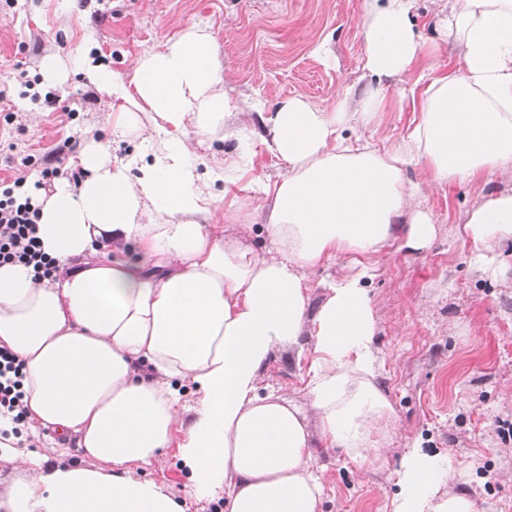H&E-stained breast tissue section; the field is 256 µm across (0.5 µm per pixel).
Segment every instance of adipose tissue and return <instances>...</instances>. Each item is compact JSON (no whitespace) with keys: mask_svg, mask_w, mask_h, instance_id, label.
Here are the masks:
<instances>
[{"mask_svg":"<svg viewBox=\"0 0 512 512\" xmlns=\"http://www.w3.org/2000/svg\"><path fill=\"white\" fill-rule=\"evenodd\" d=\"M414 5L363 0L371 82L357 110L346 108L348 86L330 107L292 96L243 113L224 176H251L265 218L260 252L219 224L194 162L196 143L224 138L233 108L212 30L187 25L137 58L126 81L91 66L118 103L114 133L139 138L148 154L119 158L89 140L71 161L79 184L35 191L38 235L57 272L0 266V347L24 363L28 427L67 441L53 464L14 456L0 512H185L163 486L132 474L170 446L197 499L223 492L224 512H318L312 420L324 446L353 463L381 459L371 435L393 408L379 385L367 257L432 241L425 184L512 172V0H449L441 27L461 66L441 73L426 61ZM405 78L422 88L407 134L386 151L350 138L388 112L384 81ZM255 141L285 163L279 179L256 172ZM462 232L489 268L485 246L512 239V192L481 194ZM329 259L342 273L310 310L306 271ZM303 335L315 353L307 407L259 395L270 356ZM185 382L195 388L190 405ZM451 469L447 457L409 449L390 512H477L467 494H440Z\"/></svg>","mask_w":512,"mask_h":512,"instance_id":"1","label":"adipose tissue"}]
</instances>
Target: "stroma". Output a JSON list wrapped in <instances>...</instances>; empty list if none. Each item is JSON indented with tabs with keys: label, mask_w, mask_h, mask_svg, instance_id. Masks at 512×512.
<instances>
[{
	"label": "stroma",
	"mask_w": 512,
	"mask_h": 512,
	"mask_svg": "<svg viewBox=\"0 0 512 512\" xmlns=\"http://www.w3.org/2000/svg\"><path fill=\"white\" fill-rule=\"evenodd\" d=\"M446 0H416L414 23L438 69L459 67V51L442 37L437 20ZM362 0H0V179L11 178L9 158L32 156L29 180L40 177L50 151L65 139L108 143L123 157L139 151L138 140L112 137V97L76 69L77 52L92 45L110 71L126 75L144 51L158 49L188 23L208 25L216 34L223 75L234 112L257 100L269 103L303 96L321 106L336 104L343 87L363 90L359 19ZM327 42L329 53L316 55ZM55 57L62 78L46 83L42 66ZM28 82L20 84L18 73ZM392 104L378 127L362 130L379 149L392 147L415 117L400 83L388 80ZM59 96L63 106L45 107ZM249 176L216 182L220 211L248 214ZM478 201L463 181L431 186L425 204L436 225L432 244L420 251L388 248L376 255L368 288L381 359L379 383L394 407V421L375 438L386 454L382 463L360 470L340 449L314 446L311 466L324 485L318 512H390L399 488L395 472L411 446L447 456L454 477L445 488L472 497L478 512H512V440L498 428L512 423V240L493 243L505 263L481 274L472 265L471 242L456 228ZM249 216V214H248ZM235 233L262 247L263 219L249 216ZM304 356L275 351L262 371L259 395L274 393L306 403L308 371L314 357L311 337H301ZM136 477L156 481L182 500L186 512H214L223 494L197 500L189 472L176 448L138 468Z\"/></svg>",
	"instance_id": "1"
}]
</instances>
